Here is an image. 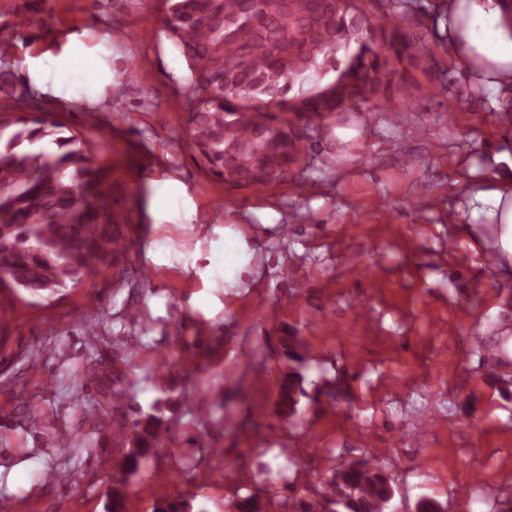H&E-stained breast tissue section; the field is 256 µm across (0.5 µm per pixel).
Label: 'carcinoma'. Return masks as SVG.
<instances>
[{
  "label": "carcinoma",
  "mask_w": 512,
  "mask_h": 512,
  "mask_svg": "<svg viewBox=\"0 0 512 512\" xmlns=\"http://www.w3.org/2000/svg\"><path fill=\"white\" fill-rule=\"evenodd\" d=\"M162 23L184 59L190 106L187 148L208 173L233 188L274 180L275 145L288 139V118L262 130L258 112H308L325 121L347 99L377 110L415 97L409 80L421 61H436L439 39L420 31L408 0H164ZM455 85L451 105L476 102ZM106 169L49 114L0 105V288L53 297L72 290L119 255L128 216L101 190ZM295 381L281 385L284 412L298 413ZM162 418L119 425L132 436L123 468L140 470L160 443ZM394 496L380 471L347 465L325 483L322 500L296 512H385Z\"/></svg>",
  "instance_id": "obj_1"
}]
</instances>
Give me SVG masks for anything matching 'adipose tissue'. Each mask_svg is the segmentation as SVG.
<instances>
[{
  "instance_id": "1",
  "label": "adipose tissue",
  "mask_w": 512,
  "mask_h": 512,
  "mask_svg": "<svg viewBox=\"0 0 512 512\" xmlns=\"http://www.w3.org/2000/svg\"><path fill=\"white\" fill-rule=\"evenodd\" d=\"M448 25V61L469 84L481 86L491 111L512 112V0H439ZM30 84L60 101L101 102L114 82L111 66L89 47L85 34L66 36L21 61ZM490 225L496 263L512 270V152L501 151L483 168L454 216L455 223Z\"/></svg>"
}]
</instances>
